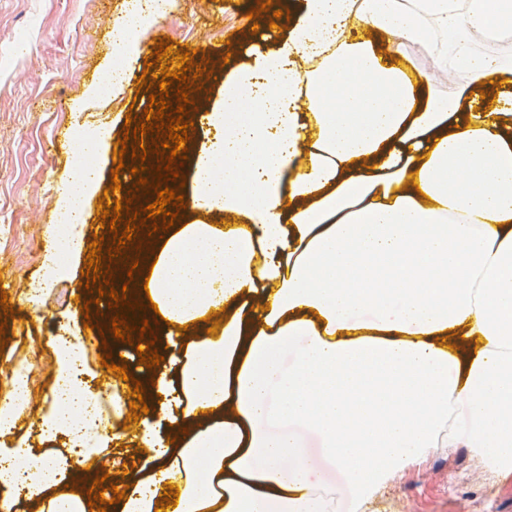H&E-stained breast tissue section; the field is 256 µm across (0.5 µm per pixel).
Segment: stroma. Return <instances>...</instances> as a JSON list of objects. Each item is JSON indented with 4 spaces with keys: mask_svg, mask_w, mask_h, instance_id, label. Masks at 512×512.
Here are the masks:
<instances>
[{
    "mask_svg": "<svg viewBox=\"0 0 512 512\" xmlns=\"http://www.w3.org/2000/svg\"><path fill=\"white\" fill-rule=\"evenodd\" d=\"M253 0H176L171 13L158 19L142 37V52L130 56L128 67L143 68L159 36L174 48L199 49L209 71L198 78L187 129L188 149H196L202 131L200 112L223 96V57L229 43L244 39L252 21ZM130 0H0V265H5L17 294L35 288L53 242L46 233L61 224L56 187L71 169L73 149L63 140H75L78 123L104 124L111 131L108 145L96 157L101 188L111 183L113 151L123 138L125 120L139 121L149 101L137 91V82L123 80L120 93L91 103L84 113L72 110L84 89L103 78L114 62L112 26L127 12ZM85 254H78L68 276L50 288L37 309L15 308L4 327L0 352L24 362L31 372L30 410L33 423L7 436V443L25 440L28 446L68 449L74 441L61 433L47 438L36 423L47 410L45 400L54 384L52 337L65 327L82 328L85 357L80 379L103 402L112 399L113 386L104 382L100 358L103 343H114L113 333H99L101 313L85 328L81 305L97 298V289L81 284ZM472 451L454 448L426 451L398 473V483L366 500L360 512H460L470 500L474 512H512V471L493 473L488 488L466 483Z\"/></svg>",
    "mask_w": 512,
    "mask_h": 512,
    "instance_id": "stroma-1",
    "label": "stroma"
}]
</instances>
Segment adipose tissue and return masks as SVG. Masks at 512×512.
<instances>
[{"label": "adipose tissue", "mask_w": 512, "mask_h": 512, "mask_svg": "<svg viewBox=\"0 0 512 512\" xmlns=\"http://www.w3.org/2000/svg\"><path fill=\"white\" fill-rule=\"evenodd\" d=\"M167 9L144 0L117 46L139 54ZM277 10L287 29L250 36L202 115L193 219L153 248L149 415L91 417L82 351L54 339L41 432L145 449L115 512H155L169 484L167 512H355L432 448L512 470V0H272L261 21ZM97 187L60 183L68 223ZM20 463L36 512H90L83 469L21 443L0 512Z\"/></svg>", "instance_id": "obj_1"}]
</instances>
